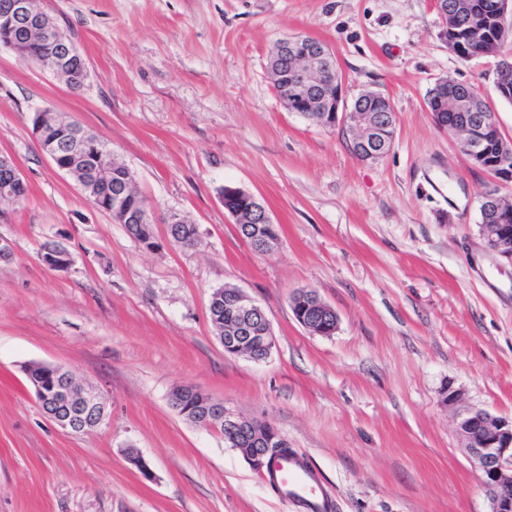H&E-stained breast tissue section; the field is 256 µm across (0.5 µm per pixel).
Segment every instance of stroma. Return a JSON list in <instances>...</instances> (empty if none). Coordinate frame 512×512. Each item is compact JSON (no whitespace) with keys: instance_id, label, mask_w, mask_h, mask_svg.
Returning a JSON list of instances; mask_svg holds the SVG:
<instances>
[{"instance_id":"obj_1","label":"stroma","mask_w":512,"mask_h":512,"mask_svg":"<svg viewBox=\"0 0 512 512\" xmlns=\"http://www.w3.org/2000/svg\"><path fill=\"white\" fill-rule=\"evenodd\" d=\"M82 54L72 91L0 44V153L26 195L0 219V512H299L225 443L169 402L197 387L270 423L318 471L337 512H490L457 423L468 408L512 417V262L478 235L489 190L426 105L437 79L479 87L512 140L493 72L512 57L460 60L431 0H37ZM332 47L347 96L392 103L396 135L375 163L340 127L288 111L269 71L277 41ZM70 116L135 175L159 222L146 249L41 151L31 119ZM261 196L281 227L273 251L239 236L220 192ZM176 212L201 244L171 243ZM65 245L63 271L41 260ZM239 288L271 321L256 363L228 356L209 316ZM335 309L334 335L295 319L293 294ZM64 366L107 406L85 434L39 408L22 367ZM456 403L444 402L446 390ZM137 451L143 476L126 458Z\"/></svg>"}]
</instances>
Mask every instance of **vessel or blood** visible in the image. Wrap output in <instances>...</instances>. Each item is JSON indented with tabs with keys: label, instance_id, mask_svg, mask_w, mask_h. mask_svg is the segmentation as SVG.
I'll use <instances>...</instances> for the list:
<instances>
[{
	"label": "vessel or blood",
	"instance_id": "obj_1",
	"mask_svg": "<svg viewBox=\"0 0 512 512\" xmlns=\"http://www.w3.org/2000/svg\"><path fill=\"white\" fill-rule=\"evenodd\" d=\"M266 477L285 501L299 506L303 512H331L333 503L324 493L316 472L296 455L275 458Z\"/></svg>",
	"mask_w": 512,
	"mask_h": 512
}]
</instances>
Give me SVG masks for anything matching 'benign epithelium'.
Here are the masks:
<instances>
[{"label":"benign epithelium","mask_w":512,"mask_h":512,"mask_svg":"<svg viewBox=\"0 0 512 512\" xmlns=\"http://www.w3.org/2000/svg\"><path fill=\"white\" fill-rule=\"evenodd\" d=\"M441 21L440 36L460 59L470 56L471 48L462 38V31L471 17V5L466 0H432ZM22 31L24 45L42 53L40 64L52 74L70 77L73 63L81 58L75 46L51 19L36 8L35 0H0V33L7 46L21 49L12 35ZM274 58L276 79L286 78L298 96L289 104V111L318 114V124L324 127L341 126L350 145L356 147L362 162H376L391 150L395 136L392 106L376 110L373 102L382 98L376 92H363L352 100L346 98L343 75L336 67L335 52L325 43L309 37L287 36L278 41ZM436 127L447 128L445 110L462 113L463 120L453 131L461 135V149L477 166L484 157L480 142L470 130L476 124L490 121L484 113L475 111L474 97L468 85L458 80L450 83L444 78L435 81L430 94ZM33 134L44 154L55 166L72 176L83 188L112 182V152L100 139H93L84 127L62 115L47 111L34 113ZM495 175L512 179V148L503 146ZM25 194V182L14 160L0 155V197L17 201ZM222 199L230 201L224 209L237 224L239 235L258 253L272 250L275 230L260 231L258 226L272 223L266 204L254 194L237 186H224ZM112 211L122 212L132 222L150 223L155 216L136 207L128 186L109 200ZM502 200L494 192L485 194L480 211L485 219L498 216ZM480 239L485 249L512 260V225L483 224ZM41 259L49 267L67 268L71 253L59 243L44 248ZM236 320L224 331V350L232 355H247L259 363L265 361L275 346V336L265 309L243 290L230 295ZM298 323L309 333L332 336L338 328L336 311L316 294H308L291 303ZM40 381L33 387L41 410L62 429L83 434L101 424L106 417V404L92 390L78 385L68 370L44 364ZM200 397L206 406L202 415L191 413L187 398ZM170 405L185 416L189 413L204 428H225L233 436L255 429L254 447L246 458L257 470L267 466L271 454L270 442L288 445L269 423L248 420L224 408V402L188 386L173 389ZM465 449L482 474L483 486L491 503L490 512H512V419L497 417L486 410L472 408L458 422Z\"/></svg>","instance_id":"7a95c632"}]
</instances>
